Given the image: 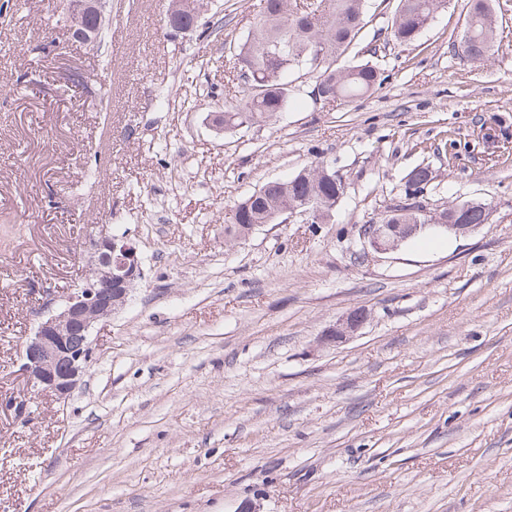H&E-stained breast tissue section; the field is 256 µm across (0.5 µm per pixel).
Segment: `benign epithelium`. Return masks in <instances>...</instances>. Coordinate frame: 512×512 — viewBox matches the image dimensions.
<instances>
[{
  "label": "benign epithelium",
  "mask_w": 512,
  "mask_h": 512,
  "mask_svg": "<svg viewBox=\"0 0 512 512\" xmlns=\"http://www.w3.org/2000/svg\"><path fill=\"white\" fill-rule=\"evenodd\" d=\"M112 0H67L72 38L91 51L98 48L99 34L109 26L107 7ZM308 217L312 224L324 219L319 203L302 201L278 214V223L288 215ZM422 224H373L361 232L363 251H390L428 227L464 235L475 224H450L448 214L421 210ZM89 275L83 285L63 298V302L41 319L34 335L24 344L23 367L30 385L66 402L79 387L93 357L92 329L123 309L143 277L142 257L133 241L104 230L88 241ZM366 314L354 310L328 328L321 337L324 344L340 343L357 333Z\"/></svg>",
  "instance_id": "1"
}]
</instances>
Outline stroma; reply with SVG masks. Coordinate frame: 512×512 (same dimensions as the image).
<instances>
[{
	"instance_id": "obj_1",
	"label": "stroma",
	"mask_w": 512,
	"mask_h": 512,
	"mask_svg": "<svg viewBox=\"0 0 512 512\" xmlns=\"http://www.w3.org/2000/svg\"><path fill=\"white\" fill-rule=\"evenodd\" d=\"M10 3L0 512H512V153L484 141L512 136V8L484 62L453 48L468 0L366 57L387 0L346 55L384 70L380 89L339 107L303 75L275 121L219 134L211 114L243 85L215 43L166 28L169 0H112L105 68L67 36L64 0ZM316 163L345 184L323 223L225 244L224 205ZM425 165L427 210L485 201L487 223L363 252L362 226ZM105 225L136 243L144 277L60 403L30 390L22 342L82 284ZM353 310L358 332L321 343Z\"/></svg>"
}]
</instances>
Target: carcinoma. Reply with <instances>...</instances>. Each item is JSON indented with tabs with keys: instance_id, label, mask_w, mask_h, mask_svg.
I'll return each instance as SVG.
<instances>
[{
	"instance_id": "obj_1",
	"label": "carcinoma",
	"mask_w": 512,
	"mask_h": 512,
	"mask_svg": "<svg viewBox=\"0 0 512 512\" xmlns=\"http://www.w3.org/2000/svg\"><path fill=\"white\" fill-rule=\"evenodd\" d=\"M447 0H396L388 21L391 41L411 45L422 29L445 7ZM366 25L364 0H263L262 11L253 22L246 39L229 46L233 64L247 70L256 85L265 87L263 95L245 93L235 102L217 112L219 122L231 129L243 124L270 122L283 111L289 98L288 77L302 70L313 52L321 53L317 70L321 84L332 101L345 105L383 85V75L371 62L336 67V60L346 54L358 40ZM224 17L213 15L203 26L199 37L211 42L222 40ZM496 40V20L492 0H470L464 34L460 41L462 53L472 61L484 60ZM328 171L312 165L286 181L273 180L257 189L258 197H245L225 209L238 214L234 221L224 217V241L234 242L242 225L263 222L275 211L295 202L312 198L325 206L337 204L344 194V183L326 177ZM429 169H413L406 177L404 201L390 208L379 218L381 224H414L421 218L413 200L429 182ZM448 222L483 224L487 220L484 207H461L460 201L448 204Z\"/></svg>"
}]
</instances>
